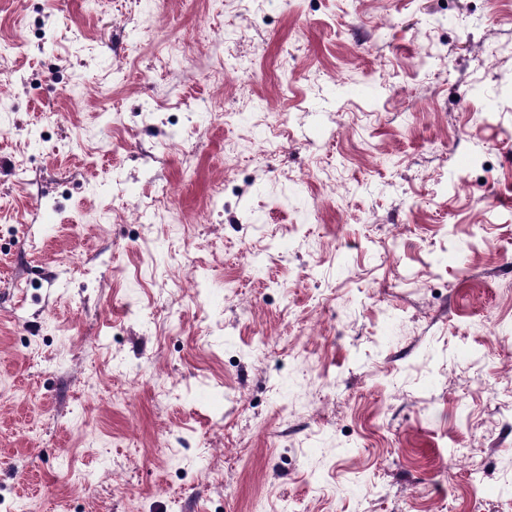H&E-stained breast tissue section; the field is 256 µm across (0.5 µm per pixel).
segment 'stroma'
Instances as JSON below:
<instances>
[{"label":"stroma","mask_w":512,"mask_h":512,"mask_svg":"<svg viewBox=\"0 0 512 512\" xmlns=\"http://www.w3.org/2000/svg\"><path fill=\"white\" fill-rule=\"evenodd\" d=\"M0 62V512H512V0H0Z\"/></svg>","instance_id":"stroma-1"}]
</instances>
